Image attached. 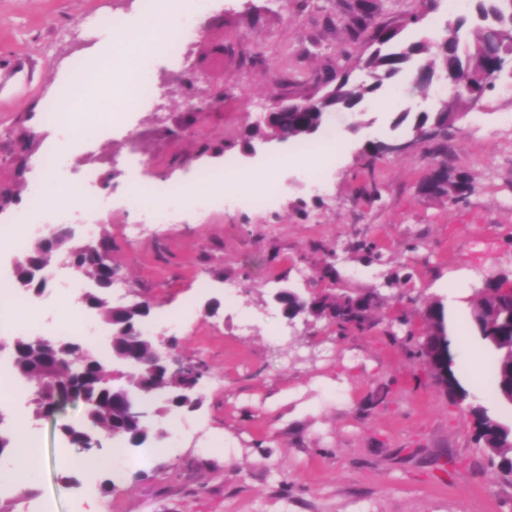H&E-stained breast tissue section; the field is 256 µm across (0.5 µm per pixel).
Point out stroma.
I'll list each match as a JSON object with an SVG mask.
<instances>
[{
	"label": "stroma",
	"mask_w": 512,
	"mask_h": 512,
	"mask_svg": "<svg viewBox=\"0 0 512 512\" xmlns=\"http://www.w3.org/2000/svg\"><path fill=\"white\" fill-rule=\"evenodd\" d=\"M131 0H0V224L42 205L57 207L38 160L59 143L42 122L52 98L92 94L107 123L96 151L97 195L109 201L99 224L76 227L75 243L112 241L118 270L113 304H153L152 334L174 338L175 354L202 364L201 408L153 415L148 425L170 433L162 451L126 449L114 492H84L65 481L80 448L65 441L62 420L80 422L82 407L65 418H31L41 468L37 501L53 512H512V482L492 467L476 439L468 404L450 402L431 369L412 356L426 329L424 311L446 301V288L464 278L476 292L487 278L512 280V77L487 90L481 109L455 122L448 147L421 144L400 156L366 162L367 142L410 139L393 128L394 110L434 112L451 99L448 86L428 94L406 89L415 69L393 88L365 100L359 113L328 117L316 134L343 142L320 187L290 163L292 144H257L243 151L252 126L278 99L317 92L326 78L347 71L366 80L360 64L369 38L351 40L342 26V0H218L200 18L202 35L186 73L157 63L164 88L157 109L120 105L114 82L82 74L86 48L113 42L98 19L128 16ZM405 28L402 42L444 30L447 0L423 11L421 0H382L373 27ZM55 16V27L44 24ZM224 90L220 112H190L192 102ZM136 140L147 163L127 158ZM210 153L198 154L201 143ZM283 164L274 175L279 202L271 209L243 203L186 208L160 229L127 240L123 227L146 215L129 204L137 183L184 186L205 194L203 172L222 176L226 160L239 168ZM463 172L474 190L461 202L423 196L431 162ZM376 186L371 200L366 186ZM374 243L381 261L357 246ZM336 275L316 268L334 252ZM411 272L395 281L397 271ZM376 294L369 329L338 335L329 320L286 319L278 289ZM407 315L396 328L392 317Z\"/></svg>",
	"instance_id": "35a3bbf8"
}]
</instances>
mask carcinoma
Masks as SVG:
<instances>
[{"label":"carcinoma","mask_w":512,"mask_h":512,"mask_svg":"<svg viewBox=\"0 0 512 512\" xmlns=\"http://www.w3.org/2000/svg\"><path fill=\"white\" fill-rule=\"evenodd\" d=\"M477 21L470 29V36L462 33L467 19L458 20L453 27H447L445 35L437 40H415L398 49L396 43L382 38L376 33L372 43L376 44L364 59L362 67L370 74L371 82L351 84L344 96L336 99L334 106L344 112H357V107L364 100L382 89L386 83L404 71L414 60H419L415 70L412 90L425 93L434 79H453L457 90L453 99L457 107L452 109L448 103L429 115L422 113L415 119L414 129L427 124L440 125L454 122L455 114L467 107L466 89L480 88V75L494 62L497 52L505 50L512 53V40L505 37V32L512 30V0H474ZM343 27L353 40L365 35L369 27V18L362 13L359 0H348L344 4ZM323 120L320 112H275L264 126H258L254 135L274 133L285 141L303 143L310 138L308 129ZM473 191L468 184L460 186L452 177L448 178L440 197L465 199ZM66 252L71 256V268L83 278L95 283L98 291H87L83 295L84 305L101 311L105 320L112 326L110 357L114 364L128 366L154 360L162 351L152 343H142L133 335L138 326H146L151 315L149 303L122 307L118 312L109 303L108 290L115 281L112 263L106 256L92 257L86 245L70 246L68 239L56 238L43 244L36 250H29L19 260L15 268V287L39 295L46 287V281L37 278L49 262L52 255ZM477 300L472 308L467 328L482 342L491 355L493 367L494 393L500 403L501 390L512 382V373L503 365L506 351L512 347V292H506L500 281L485 284L476 292ZM320 305L330 309L335 319L333 324L339 333L349 329L352 322H358L359 330L369 327L367 313L354 314L341 296L320 295ZM430 322L427 330L434 331L443 352L442 373L436 375L448 399L463 402L470 397L468 389L461 383L455 372L454 338L446 323L444 306L439 301L431 303L426 312ZM48 337L28 335L24 344L17 347L13 354V366L23 379L37 382L44 366V343ZM57 352L67 360V365L56 371L52 391L57 393L63 407L77 404L84 405L83 421L79 424L65 422L62 431L70 443L78 444L89 453L97 435L113 431L115 440L126 442L133 447H140L147 442L148 435L142 434L126 418L124 401L129 392L138 391L143 399L152 398L153 380L144 370L126 379L123 384H114L112 379H105L104 384L94 382L99 375H105L104 360L98 355L94 359L81 357L86 344L71 336L53 338ZM471 413L477 421V440L485 444L492 442L489 449L491 462L497 463L502 476L512 480V425L501 418L492 416L487 409L478 404L471 407Z\"/></svg>","instance_id":"1"}]
</instances>
